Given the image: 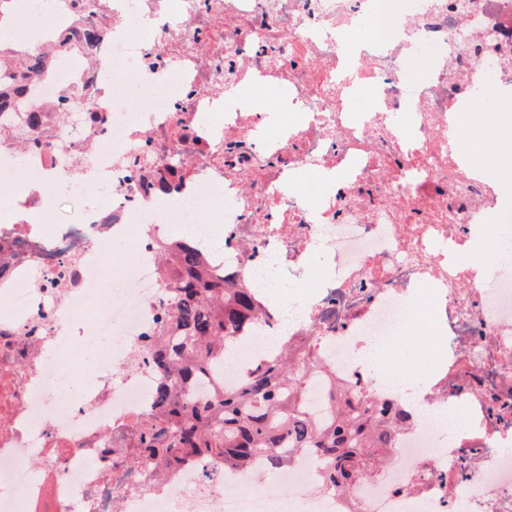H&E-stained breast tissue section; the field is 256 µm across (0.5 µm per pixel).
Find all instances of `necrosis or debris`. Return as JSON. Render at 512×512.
<instances>
[{
  "mask_svg": "<svg viewBox=\"0 0 512 512\" xmlns=\"http://www.w3.org/2000/svg\"><path fill=\"white\" fill-rule=\"evenodd\" d=\"M381 4L57 0L34 33L37 0H9L18 43L57 54L27 90L66 119L41 143L13 127L0 138V173L45 186L0 199V512H512V258L487 234L512 214L460 133L468 101L512 90V0H404L402 37L344 49ZM90 23L104 33L95 59L62 50ZM254 84L294 121L225 108ZM311 170L314 197L301 186ZM172 225L212 275L259 292L257 335L190 384L200 398L241 384L284 335L349 399L400 400L387 380L404 361L367 352L398 341L430 297L440 353L416 385L426 415L374 478L332 488L310 448L244 471L137 448L162 413L152 389L165 370L147 341L172 322ZM117 241L129 247L111 269ZM284 284L300 292L290 320L273 297ZM443 409L468 416L446 438L429 418ZM268 474L287 502L253 490Z\"/></svg>",
  "mask_w": 512,
  "mask_h": 512,
  "instance_id": "obj_1",
  "label": "necrosis or debris"
}]
</instances>
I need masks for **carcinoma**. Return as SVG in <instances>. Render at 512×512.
Masks as SVG:
<instances>
[{"label":"carcinoma","mask_w":512,"mask_h":512,"mask_svg":"<svg viewBox=\"0 0 512 512\" xmlns=\"http://www.w3.org/2000/svg\"><path fill=\"white\" fill-rule=\"evenodd\" d=\"M100 41L98 28L89 25L81 49L95 55ZM50 67L46 54L0 46V85L43 74ZM15 120L35 138L44 114L23 102ZM163 255L177 329L155 346L154 358L186 384L202 376L252 323L257 301L246 284L229 286L209 276L201 251L190 241L165 243ZM315 368L311 359L300 362L281 356L255 367L241 385L226 387L208 399L178 391L163 379L153 391L162 404V421L142 429L140 447L169 465L191 454H207L223 460L226 467H245L265 452L280 461L281 448H316L335 484L357 473L371 474L386 459L396 432L415 421L414 414L402 405L378 407L370 400L358 408L333 390L328 393L334 404L332 416L321 428L303 410V391Z\"/></svg>","instance_id":"carcinoma-1"}]
</instances>
